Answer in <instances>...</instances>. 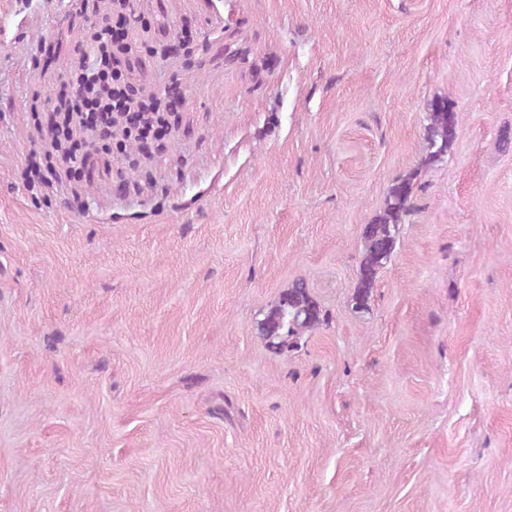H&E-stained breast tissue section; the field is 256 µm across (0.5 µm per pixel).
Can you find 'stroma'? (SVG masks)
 <instances>
[{
	"label": "stroma",
	"mask_w": 512,
	"mask_h": 512,
	"mask_svg": "<svg viewBox=\"0 0 512 512\" xmlns=\"http://www.w3.org/2000/svg\"><path fill=\"white\" fill-rule=\"evenodd\" d=\"M78 7L0 0V512H512V0H137L133 75L181 121L81 210L20 178ZM298 279L324 319L269 346ZM426 126L427 160L430 163L441 160L448 147L458 137V116L447 99H437L429 104ZM414 185L412 176L392 185L387 194L384 212L373 223L364 227L363 258L358 281L351 295L352 305L357 310L368 308L377 274L396 248L398 226L410 213Z\"/></svg>",
	"instance_id": "stroma-1"
}]
</instances>
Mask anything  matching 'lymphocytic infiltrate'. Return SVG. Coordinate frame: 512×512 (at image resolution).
<instances>
[{"label": "lymphocytic infiltrate", "mask_w": 512, "mask_h": 512, "mask_svg": "<svg viewBox=\"0 0 512 512\" xmlns=\"http://www.w3.org/2000/svg\"><path fill=\"white\" fill-rule=\"evenodd\" d=\"M135 0H105L87 17L84 39L93 55L74 52L64 74L33 113L35 149L22 163L23 179L41 190L67 182L81 185L93 171L111 172L114 151L136 145L146 159L180 120L178 85L164 95L146 91L132 80L137 47L128 19Z\"/></svg>", "instance_id": "1"}]
</instances>
